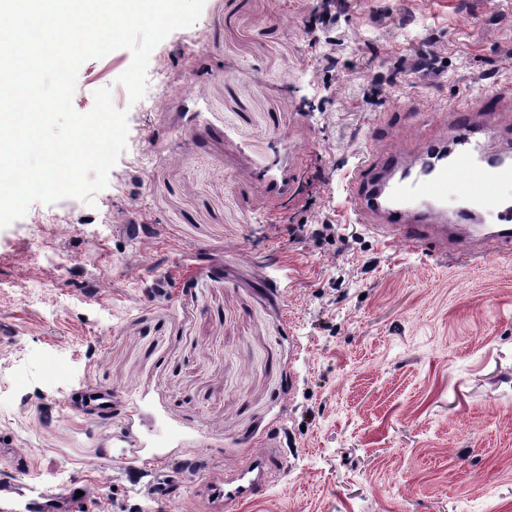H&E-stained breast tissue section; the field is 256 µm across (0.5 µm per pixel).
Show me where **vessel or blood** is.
Listing matches in <instances>:
<instances>
[{
	"label": "vessel or blood",
	"instance_id": "b4317fda",
	"mask_svg": "<svg viewBox=\"0 0 512 512\" xmlns=\"http://www.w3.org/2000/svg\"><path fill=\"white\" fill-rule=\"evenodd\" d=\"M511 98L512 82L495 81L482 89L478 109L495 112ZM505 186H512V157L485 154L473 114H458L447 136H418L393 152L368 150L349 174L347 202L357 223L387 242L417 249L433 243L441 254L477 260L491 245L512 241V201L498 194ZM280 467L267 450L231 473L209 476L204 494L213 512L259 497ZM4 496L8 512H82L84 503L72 492L62 500L44 485L11 480L0 483Z\"/></svg>",
	"mask_w": 512,
	"mask_h": 512
}]
</instances>
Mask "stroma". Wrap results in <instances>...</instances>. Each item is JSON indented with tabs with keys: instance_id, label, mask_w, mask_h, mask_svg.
<instances>
[{
	"instance_id": "obj_1",
	"label": "stroma",
	"mask_w": 512,
	"mask_h": 512,
	"mask_svg": "<svg viewBox=\"0 0 512 512\" xmlns=\"http://www.w3.org/2000/svg\"><path fill=\"white\" fill-rule=\"evenodd\" d=\"M205 0L152 50L117 49L125 150L91 201L0 228V475L84 512H210L198 485L274 442L227 512H512V242L466 261L390 247L345 207L374 138L442 133L512 76V0ZM112 412L85 413L89 389ZM130 437L103 467L87 449Z\"/></svg>"
}]
</instances>
